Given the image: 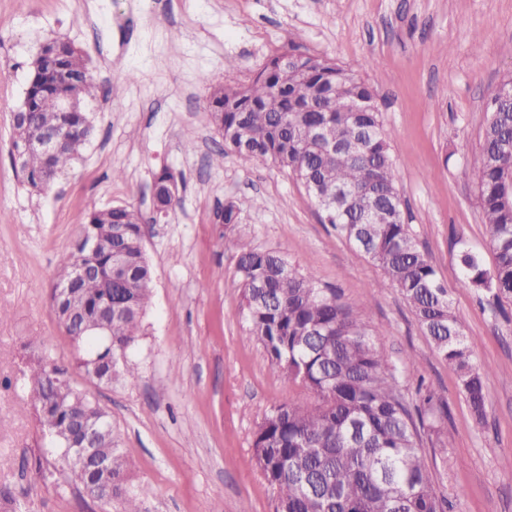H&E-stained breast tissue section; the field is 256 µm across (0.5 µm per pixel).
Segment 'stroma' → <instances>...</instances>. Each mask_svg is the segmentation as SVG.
Masks as SVG:
<instances>
[{"label":"stroma","mask_w":512,"mask_h":512,"mask_svg":"<svg viewBox=\"0 0 512 512\" xmlns=\"http://www.w3.org/2000/svg\"><path fill=\"white\" fill-rule=\"evenodd\" d=\"M52 39L88 52L100 93L80 157L37 195L11 163L10 115ZM294 43L343 66L364 64L406 221L489 369L484 420L401 293L321 223L293 176L232 153L211 164L224 146L207 106L211 86L248 82ZM509 71L512 0H0V302L9 308L0 318V490L18 512H103L68 484L61 464L43 459L23 391L34 352L67 367L73 386L108 412L142 512H277L253 435L265 412L305 394L247 334L228 234L278 250L338 289L382 331L407 398L420 378L447 404L440 441L423 448L452 512H512V303H480L459 284L458 258L466 245L493 264L472 160L487 94ZM164 168L179 180L180 202L160 218L152 183ZM228 203L237 220L227 226L216 216ZM125 205L145 220L152 302L128 356L137 379L102 384L79 368L50 294L86 213Z\"/></svg>","instance_id":"stroma-1"}]
</instances>
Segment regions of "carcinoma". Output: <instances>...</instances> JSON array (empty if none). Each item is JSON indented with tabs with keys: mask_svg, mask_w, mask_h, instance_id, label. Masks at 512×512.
I'll list each match as a JSON object with an SVG mask.
<instances>
[{
	"mask_svg": "<svg viewBox=\"0 0 512 512\" xmlns=\"http://www.w3.org/2000/svg\"><path fill=\"white\" fill-rule=\"evenodd\" d=\"M286 63L269 58L245 85L219 86L209 107L224 147L245 160L271 163L290 172L318 206L324 223L361 250L383 274L382 285L398 289L411 306L437 353L457 374L460 391L476 418L486 414V369L466 342L448 287L405 221L400 174L393 157L373 85L360 70L293 44ZM97 98L88 55L73 44L45 43L32 62L23 104L28 131L52 128L65 138L54 157L30 156L18 172L30 192L41 193L80 153L91 123L84 108L64 111L60 104ZM487 119L473 167L478 202L493 253L484 268L470 248H461L462 286L495 303L512 302V99L490 93ZM126 227L111 241L113 225ZM83 231L98 236L94 255L62 256L60 278L73 267L97 270L69 299L51 300L66 333L77 346L80 367L110 383L118 374L119 350L130 352L151 303L153 272L146 258L139 212L132 206L89 211ZM123 256L121 283L112 297L124 307L112 310L109 333L80 334L101 320L102 280L110 251ZM224 250L236 257L242 280L249 336L264 348L271 365L314 394L311 403H288L267 412L254 433L256 464L277 495L279 512H448L421 448L422 437H438L448 406L418 382V402L400 390L397 367L384 359L382 333L333 288L313 273H301L280 252L261 250L224 237ZM27 398L42 433L66 432L68 419L109 414L77 390L68 370L44 357L33 359ZM66 468L67 481L90 494L112 483L115 500L104 512H142L140 492L127 487L125 461L113 447L112 430L100 434L96 456L106 462L67 463L61 449L44 448Z\"/></svg>",
	"mask_w": 512,
	"mask_h": 512,
	"instance_id": "carcinoma-1",
	"label": "carcinoma"
}]
</instances>
